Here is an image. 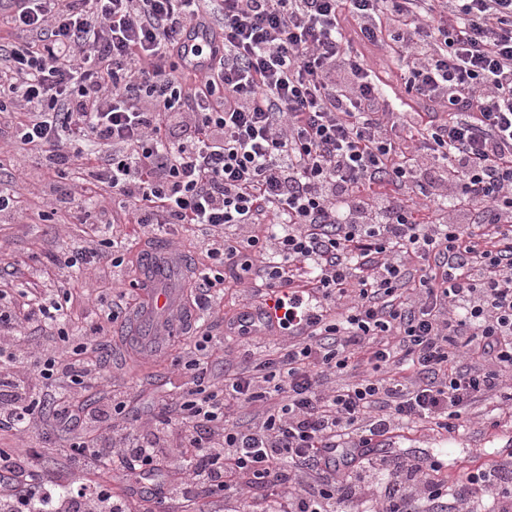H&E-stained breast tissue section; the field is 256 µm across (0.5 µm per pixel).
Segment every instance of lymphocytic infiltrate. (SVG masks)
<instances>
[{
  "instance_id": "lymphocytic-infiltrate-1",
  "label": "lymphocytic infiltrate",
  "mask_w": 512,
  "mask_h": 512,
  "mask_svg": "<svg viewBox=\"0 0 512 512\" xmlns=\"http://www.w3.org/2000/svg\"><path fill=\"white\" fill-rule=\"evenodd\" d=\"M2 22L28 39L0 43V125L36 169L85 174L50 211L111 223L92 208L103 191L149 238L204 230L192 303L249 285L255 314L226 330L271 323L288 345L245 350L207 390L202 334L173 417L133 427L121 401L82 414L69 485L19 481L36 454L0 448V512H132L100 473L161 467L170 500L217 495L224 512H512L511 464L452 481L369 449L404 428L455 435L489 395L512 412V0H18ZM199 22L213 43L186 45ZM351 23L432 111H395ZM113 245L0 291L1 430L28 434L43 400L101 382L61 293L76 266H123ZM22 328L68 348L32 354Z\"/></svg>"
}]
</instances>
